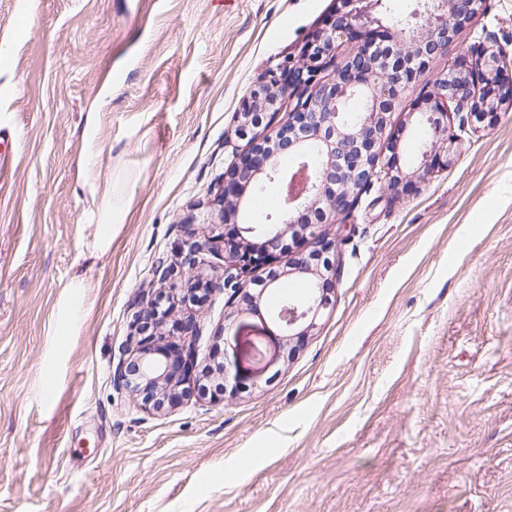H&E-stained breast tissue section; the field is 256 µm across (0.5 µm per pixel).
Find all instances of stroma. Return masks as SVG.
Segmentation results:
<instances>
[{
	"instance_id": "35a3bbf8",
	"label": "stroma",
	"mask_w": 512,
	"mask_h": 512,
	"mask_svg": "<svg viewBox=\"0 0 512 512\" xmlns=\"http://www.w3.org/2000/svg\"><path fill=\"white\" fill-rule=\"evenodd\" d=\"M339 7L0 0V512H512L511 98L417 189L377 182L337 215L332 305L297 348L268 302L178 295L161 331L184 349L174 324L203 329L190 393L156 411L112 385L138 291L209 233L244 97ZM488 31L512 37V0H486L431 73ZM432 91L395 104L403 157ZM220 361L240 387L194 392Z\"/></svg>"
}]
</instances>
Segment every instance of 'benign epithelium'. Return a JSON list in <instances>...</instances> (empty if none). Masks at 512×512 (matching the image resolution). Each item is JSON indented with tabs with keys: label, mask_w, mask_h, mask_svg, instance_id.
I'll use <instances>...</instances> for the list:
<instances>
[{
	"label": "benign epithelium",
	"mask_w": 512,
	"mask_h": 512,
	"mask_svg": "<svg viewBox=\"0 0 512 512\" xmlns=\"http://www.w3.org/2000/svg\"><path fill=\"white\" fill-rule=\"evenodd\" d=\"M483 0H428L425 5L429 28L423 32L414 23L420 12L407 17L389 14L373 16L383 0H341V9L308 45L309 63L290 65L271 76L269 82L253 89L238 112V134L247 140V149L226 171L216 189L214 205L218 221L212 222V235L204 240L189 238L179 248L180 266L191 272L208 265L205 255L222 254L221 272L204 281L190 277L183 287L189 294L218 289L228 294L227 303L238 305L251 298L255 278L247 273L277 259V251L287 236L314 256L326 258L324 267L300 268L308 276V288L291 296L270 313L287 341L300 339L316 325L329 305L328 290L336 280L338 242L324 227L336 223V215L347 210L358 194L372 181L380 160H384L382 133L395 100L411 84L429 73V62L448 52V43L470 24ZM355 48L356 55L340 59L336 48ZM512 56V42L499 40L488 32L483 40L459 53L448 64V71L434 81V92L421 102L418 122L427 138L421 162H408V170L385 160L384 168L393 187L406 178L422 183L431 174L428 155L441 151L445 163L457 153V138L448 131V115L462 117L497 112L503 102L499 81L503 63ZM284 113L280 124L269 134L258 129L266 115ZM289 161L308 172L302 193L288 206V214L306 211L310 223L302 225L288 218L275 224L250 220L249 208L238 195V183L258 178L260 187L283 190L295 175L286 172ZM241 216L231 232L226 231V206ZM261 241L264 258L248 261L243 246ZM177 270L161 259L155 275L161 284L172 282ZM166 296L142 294L137 301L132 337L137 349L120 361L113 372V385L119 390L140 394L152 388L174 404L179 396L166 387L176 371L169 345L156 329L164 323L169 308Z\"/></svg>",
	"instance_id": "obj_1"
}]
</instances>
